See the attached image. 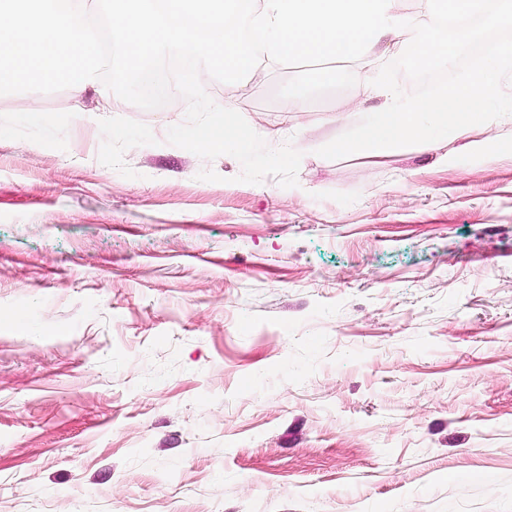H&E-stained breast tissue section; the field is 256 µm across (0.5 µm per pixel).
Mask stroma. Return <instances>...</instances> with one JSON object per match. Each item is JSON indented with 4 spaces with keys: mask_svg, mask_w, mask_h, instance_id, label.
I'll return each mask as SVG.
<instances>
[{
    "mask_svg": "<svg viewBox=\"0 0 512 512\" xmlns=\"http://www.w3.org/2000/svg\"><path fill=\"white\" fill-rule=\"evenodd\" d=\"M295 73L204 83L289 189L167 143L176 92L0 96V512H512V115L329 160L383 100L297 124Z\"/></svg>",
    "mask_w": 512,
    "mask_h": 512,
    "instance_id": "35a3bbf8",
    "label": "stroma"
}]
</instances>
